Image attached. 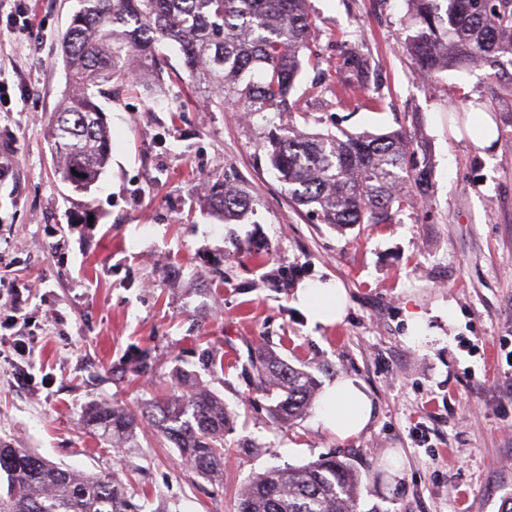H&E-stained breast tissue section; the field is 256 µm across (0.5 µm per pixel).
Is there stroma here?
Wrapping results in <instances>:
<instances>
[{"mask_svg": "<svg viewBox=\"0 0 512 512\" xmlns=\"http://www.w3.org/2000/svg\"><path fill=\"white\" fill-rule=\"evenodd\" d=\"M78 7L24 0L32 31L0 28V284L41 287L23 302L40 326L27 384L0 345V444L113 478L137 498L162 493L169 512H233L255 474L347 450L363 478L358 512H500L512 496V63L418 78L405 0H309L319 64L289 97L298 111L217 110L186 87L170 47L162 88L104 101L111 159L83 195L61 181L47 136L71 90L60 41ZM352 51L371 61L377 108L340 100ZM461 99L493 115L495 149L450 127ZM285 127L405 128L430 145L428 191L392 224L319 223L268 162L267 137ZM225 183L249 194L246 220L215 216L213 189ZM316 280L345 289L342 322L313 327L294 306L297 286ZM415 315L431 331L422 342L410 337ZM259 346L318 386L360 380L374 404L369 428L343 441L311 412L279 423L275 397L251 384ZM183 371L230 414L218 482L149 426L119 453L86 423L94 406L136 410L176 392ZM393 451L405 460L397 473Z\"/></svg>", "mask_w": 512, "mask_h": 512, "instance_id": "stroma-1", "label": "stroma"}]
</instances>
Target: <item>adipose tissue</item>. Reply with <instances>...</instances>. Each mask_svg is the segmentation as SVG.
Segmentation results:
<instances>
[{
	"mask_svg": "<svg viewBox=\"0 0 512 512\" xmlns=\"http://www.w3.org/2000/svg\"><path fill=\"white\" fill-rule=\"evenodd\" d=\"M295 305L309 323L329 326L343 320L347 296L337 283L307 282L297 288ZM315 413L323 428L339 438L350 439L371 423L373 403L359 381L342 377L325 385Z\"/></svg>",
	"mask_w": 512,
	"mask_h": 512,
	"instance_id": "1",
	"label": "adipose tissue"
}]
</instances>
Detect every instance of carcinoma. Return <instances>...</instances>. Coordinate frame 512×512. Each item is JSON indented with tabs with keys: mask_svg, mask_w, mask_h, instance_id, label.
<instances>
[{
	"mask_svg": "<svg viewBox=\"0 0 512 512\" xmlns=\"http://www.w3.org/2000/svg\"><path fill=\"white\" fill-rule=\"evenodd\" d=\"M413 72L434 77L512 57V0H406ZM315 27L307 0H83L62 35L63 61L77 93L52 113L48 136L61 179L88 192L104 173L111 137L99 98L130 80L129 57L139 60L137 81L161 86L156 58L178 46L188 80L218 110L285 112L304 69L318 64ZM343 66L352 86L366 90L367 58L350 54ZM271 166L294 203L310 206L334 227L390 224L414 205L406 185L427 183L426 144L400 128L381 134L339 130L299 137L287 128L271 135ZM224 222L253 211L251 198L224 188L214 194ZM255 389L275 391L278 421L292 423L315 398V381L271 350L250 360ZM182 394L155 400L139 411L103 405L90 421L127 445L146 423L177 448L181 461L209 480L224 473V401L198 381L183 379ZM361 475L336 454L288 469L255 475L239 494L236 512H357ZM0 512H141L119 483L82 475L28 448H0Z\"/></svg>",
	"mask_w": 512,
	"mask_h": 512,
	"instance_id": "carcinoma-1",
	"label": "carcinoma"
}]
</instances>
